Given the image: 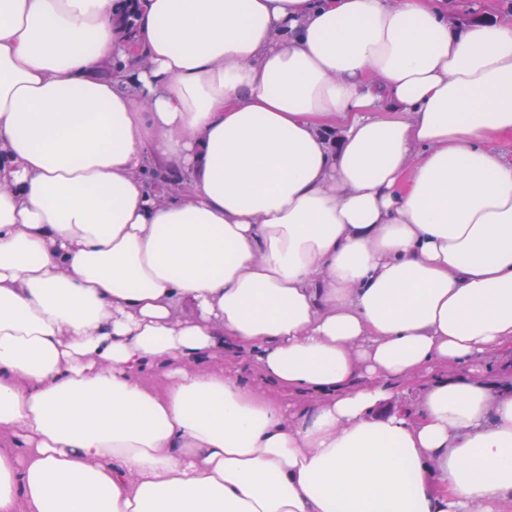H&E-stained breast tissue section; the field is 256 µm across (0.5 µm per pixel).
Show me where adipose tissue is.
<instances>
[{
    "label": "adipose tissue",
    "mask_w": 512,
    "mask_h": 512,
    "mask_svg": "<svg viewBox=\"0 0 512 512\" xmlns=\"http://www.w3.org/2000/svg\"><path fill=\"white\" fill-rule=\"evenodd\" d=\"M125 9L0 0V512H512V23Z\"/></svg>",
    "instance_id": "ef3b65f1"
}]
</instances>
